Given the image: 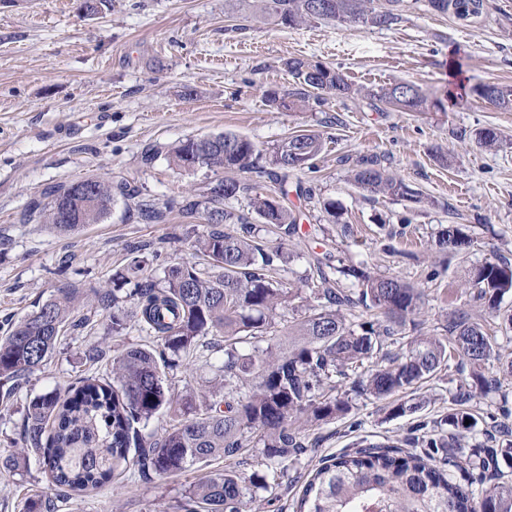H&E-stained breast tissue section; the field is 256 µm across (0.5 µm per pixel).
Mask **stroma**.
<instances>
[{"label": "stroma", "mask_w": 512, "mask_h": 512, "mask_svg": "<svg viewBox=\"0 0 512 512\" xmlns=\"http://www.w3.org/2000/svg\"><path fill=\"white\" fill-rule=\"evenodd\" d=\"M81 0H0V327L46 301L57 289L104 291L131 253L159 250L168 260L190 257L204 229L200 214L173 210L158 224L116 205L102 223L62 233L28 219L30 201L50 186L89 177L138 186L156 207L195 198L220 169L169 166L168 145L191 136L232 132L267 149L303 131L322 135L314 169L288 175V205L298 229L267 234L285 242L279 276L298 281L313 255L348 258L377 276H396L417 288L419 333L446 336L449 314L467 310L512 353V331L462 295L464 269L494 257L512 260V110L474 94L482 84L512 86V0H484L476 24L430 9L427 0H400V19L388 27L312 21L275 26L244 21L224 0H109L88 16ZM300 58L342 73L363 88L354 97L284 110L269 92H295L285 60ZM463 87L444 110L402 112L375 99L396 81L444 98L451 79ZM495 129L499 147L476 140ZM158 157L144 163L148 149ZM379 156L411 197H383L358 187L352 163ZM312 189V198L296 187ZM336 202L340 221L328 223L322 202ZM326 230L313 234L316 225ZM473 239L466 256L439 249L448 225ZM443 267L434 282L428 266ZM140 331L113 335L102 317L66 327L40 370L10 396L0 397V512H22L27 498L49 494L53 512H182L190 486L224 460L200 461L182 472L144 481L130 476L89 494L49 490L37 462L11 472L5 463L24 444L29 401L65 388L84 374L109 375L112 358L139 343ZM223 341H199L181 395L220 387ZM469 367L437 373L417 390L422 408L392 417L387 402L356 397L345 416L320 428L302 427L306 449L268 471L271 504L259 512H296L305 479L319 461L352 444H403L411 429L432 424L452 407Z\"/></svg>", "instance_id": "35a3bbf8"}]
</instances>
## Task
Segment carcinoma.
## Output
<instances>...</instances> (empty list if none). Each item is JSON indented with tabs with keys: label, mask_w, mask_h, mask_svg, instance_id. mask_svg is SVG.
I'll return each instance as SVG.
<instances>
[{
	"label": "carcinoma",
	"mask_w": 512,
	"mask_h": 512,
	"mask_svg": "<svg viewBox=\"0 0 512 512\" xmlns=\"http://www.w3.org/2000/svg\"><path fill=\"white\" fill-rule=\"evenodd\" d=\"M236 2L242 16L264 23L321 20L383 27L398 19L394 7L399 0H389L391 7L384 10L370 6L372 0H328V14L314 9L317 0ZM430 5L469 21L482 13L483 0H430ZM286 67L302 86L296 93L302 103L312 99L322 104L328 95L352 91L343 74L331 67L297 58L286 61ZM475 92L512 108L511 86L484 84ZM374 96L404 112L428 103L421 89L407 82L391 83ZM323 149L322 138L313 132L291 135L268 152L244 136L224 132L180 140L167 148L165 157L179 169L200 157L207 169L266 175L280 186L281 197L256 193L249 207L260 218L271 217L274 227L286 225L291 231L297 217L287 204L288 172L313 167ZM353 180L373 194H411L377 156L358 159ZM88 182V193L72 182L47 188L42 199L30 204V216L72 232L101 223L119 202L147 223L164 220L165 210L176 206L171 200L162 211L143 203L138 188L128 181ZM248 190L239 179L224 177L208 184L202 200L180 206L188 213L204 209L208 225L192 248L209 270L188 259L171 261L159 265L162 276L157 280L151 268L161 256L156 251L150 260L131 258L112 275L107 294L112 335H127L132 318L146 332V341L112 359V380L83 375L62 392L33 398L25 418V447L12 456L10 468L27 467L33 455L50 486L86 494L120 481L132 469L142 478L175 474L199 461L234 459L250 448L260 449L265 465H280L304 449L295 427L298 421L319 426L346 415L351 391L384 400L416 390L457 357L470 366V379L460 382L454 398L466 406L451 409L442 419L451 431L433 429L410 438L421 453L368 445L323 461L305 483L297 512H512V482H499L477 498L472 484L455 481L435 464L444 455L466 454L472 458L471 478L476 480L483 479L491 463L512 465V440L499 448L466 447L478 424V414L467 404L503 386L500 377L485 374L487 365L501 361L496 337L461 312L449 321L448 337L419 334L390 356L384 348L397 343L406 326L415 323L420 293L396 276H372L354 265H335L327 253L312 264L316 285L308 314L284 326L285 335L299 340L285 349L261 347L264 338L277 335V310L299 289L276 277L284 242L259 244L248 217L226 205ZM438 243L463 255L472 239L460 225L450 224ZM465 285L474 290V300L512 329V313L500 308L504 295L512 291L511 262L494 258L472 264ZM86 299L78 288H60L13 323L0 337V383L33 374L52 354L67 325L89 323L86 315L74 320ZM128 301L133 304L129 313L122 307ZM358 307L376 312V319L354 323L350 316ZM207 336L224 338V401L197 405L175 395L168 374L181 368L192 347ZM362 367L364 375L351 391H341L349 373ZM162 411L170 415L163 435L155 439L143 434L142 428ZM266 490L263 476L246 477L229 466L189 488L184 512H252V505L261 500L259 492Z\"/></svg>",
	"instance_id": "obj_1"
}]
</instances>
